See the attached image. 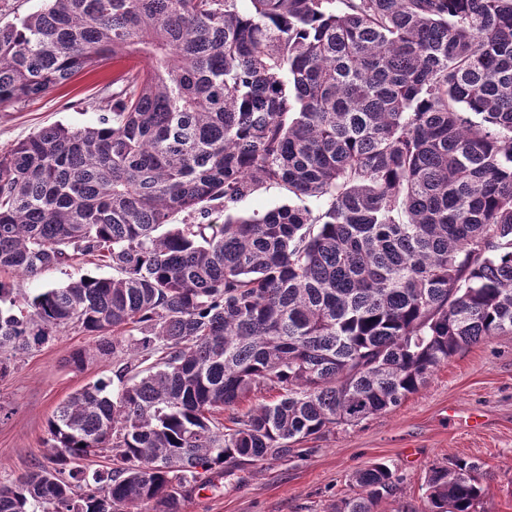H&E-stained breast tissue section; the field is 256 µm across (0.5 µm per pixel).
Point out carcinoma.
I'll use <instances>...</instances> for the list:
<instances>
[{"instance_id": "cac0c4a2", "label": "carcinoma", "mask_w": 512, "mask_h": 512, "mask_svg": "<svg viewBox=\"0 0 512 512\" xmlns=\"http://www.w3.org/2000/svg\"><path fill=\"white\" fill-rule=\"evenodd\" d=\"M240 2L46 0L0 24V108L147 61L112 118L0 152V270L114 271L21 302L0 280V377L70 327L114 367L58 406L0 512H182L206 474L393 411L512 335V0ZM270 185L297 203L232 215ZM350 482L334 512L487 495L463 458L419 506L383 463Z\"/></svg>"}]
</instances>
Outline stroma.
<instances>
[{"mask_svg":"<svg viewBox=\"0 0 512 512\" xmlns=\"http://www.w3.org/2000/svg\"><path fill=\"white\" fill-rule=\"evenodd\" d=\"M134 62L105 63L43 97L0 109V151L56 124L84 127L106 115L120 75ZM108 278L96 260L42 271L33 277L6 273L17 296L31 297L82 275ZM98 337L73 328L31 349L0 378V484L46 463L47 421L85 385L112 376V359L97 351ZM84 352L76 366L72 356ZM479 417L471 427L470 417ZM451 458L478 461L485 472L487 512H512V335L466 347L438 367L395 411L311 441L307 454L260 462L185 499L184 512H331L351 494L353 472L375 462L394 467L405 500L420 503L428 470Z\"/></svg>","mask_w":512,"mask_h":512,"instance_id":"obj_1","label":"stroma"}]
</instances>
